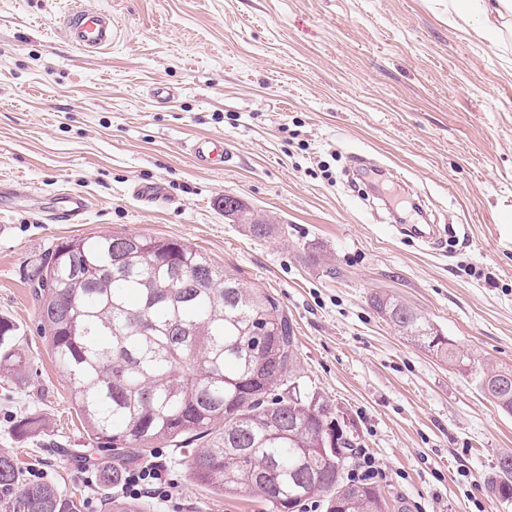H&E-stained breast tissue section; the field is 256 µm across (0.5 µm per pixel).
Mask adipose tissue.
Segmentation results:
<instances>
[{
  "instance_id": "1",
  "label": "adipose tissue",
  "mask_w": 512,
  "mask_h": 512,
  "mask_svg": "<svg viewBox=\"0 0 512 512\" xmlns=\"http://www.w3.org/2000/svg\"><path fill=\"white\" fill-rule=\"evenodd\" d=\"M448 14L476 23L478 36L494 44L512 36V0H448Z\"/></svg>"
}]
</instances>
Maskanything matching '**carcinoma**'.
I'll return each mask as SVG.
<instances>
[{
  "label": "carcinoma",
  "instance_id": "carcinoma-1",
  "mask_svg": "<svg viewBox=\"0 0 512 512\" xmlns=\"http://www.w3.org/2000/svg\"><path fill=\"white\" fill-rule=\"evenodd\" d=\"M241 222L262 237L270 225L237 202ZM34 289L40 333L97 448L119 475L156 448L188 450L190 478L221 494L262 499L268 512H295L318 497L326 512H387L382 492L344 478L355 437L338 431L330 402L300 372L295 336L277 300L173 239L126 233L56 245ZM386 321L455 365L465 355L424 316L391 295L371 296ZM25 353L15 325L0 319V377L17 375ZM502 371L483 370V393L512 414ZM0 490L10 512H80L52 483H25L0 453ZM491 493L512 498V454L498 458ZM103 512H146L116 495Z\"/></svg>",
  "mask_w": 512,
  "mask_h": 512
}]
</instances>
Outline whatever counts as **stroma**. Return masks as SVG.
<instances>
[{
    "label": "stroma",
    "instance_id": "35a3bbf8",
    "mask_svg": "<svg viewBox=\"0 0 512 512\" xmlns=\"http://www.w3.org/2000/svg\"><path fill=\"white\" fill-rule=\"evenodd\" d=\"M111 12L112 47L63 34L68 0H0V318L30 367L0 381V452L23 479L82 493L101 512L92 448L39 332L30 278L63 240L176 239L236 269L291 321L305 376L356 436L389 512H512L486 483L512 453V415L475 368L512 370V44L448 16V0H83ZM157 86L176 90L166 106ZM220 137L231 159L186 149ZM386 168L382 197L350 187V155ZM409 181L438 244L386 211ZM140 183L164 195L138 197ZM61 190L89 203L51 221ZM272 224L225 216V195ZM400 297L471 360L464 370L401 336L370 304ZM24 417L40 428L22 433ZM171 481L149 512H267L256 498ZM189 152L198 166L211 168L229 161L224 152V140L216 138H197L188 145ZM225 159H227L225 161Z\"/></svg>",
    "mask_w": 512,
    "mask_h": 512
}]
</instances>
